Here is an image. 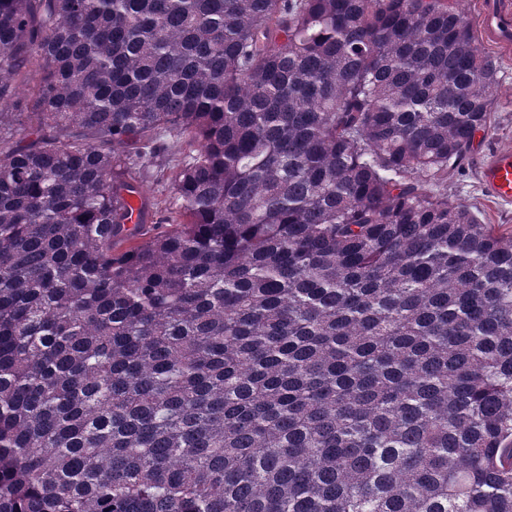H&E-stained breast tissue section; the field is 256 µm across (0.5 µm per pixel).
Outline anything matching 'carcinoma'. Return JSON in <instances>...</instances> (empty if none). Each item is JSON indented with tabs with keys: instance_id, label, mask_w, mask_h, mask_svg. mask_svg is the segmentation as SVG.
I'll use <instances>...</instances> for the list:
<instances>
[{
	"instance_id": "carcinoma-1",
	"label": "carcinoma",
	"mask_w": 512,
	"mask_h": 512,
	"mask_svg": "<svg viewBox=\"0 0 512 512\" xmlns=\"http://www.w3.org/2000/svg\"><path fill=\"white\" fill-rule=\"evenodd\" d=\"M461 2L0 0V512H512ZM171 160L170 153L158 157L155 166L144 176L141 183L144 195L155 203L154 207H159L162 211L169 207L171 201L168 190V178L174 163Z\"/></svg>"
}]
</instances>
